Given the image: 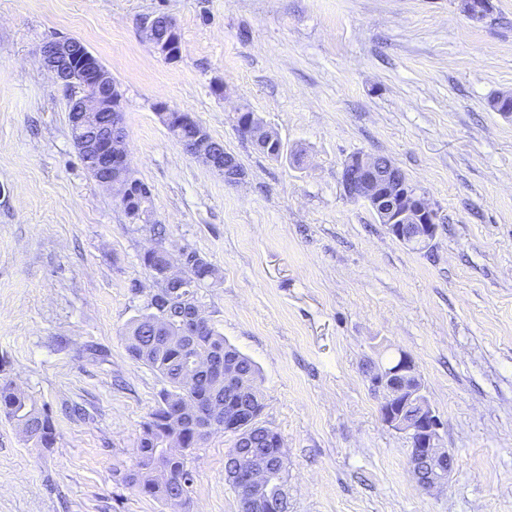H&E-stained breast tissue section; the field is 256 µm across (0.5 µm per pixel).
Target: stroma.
Here are the masks:
<instances>
[{"label":"stroma","mask_w":512,"mask_h":512,"mask_svg":"<svg viewBox=\"0 0 512 512\" xmlns=\"http://www.w3.org/2000/svg\"><path fill=\"white\" fill-rule=\"evenodd\" d=\"M491 3L476 21L458 0H0V366L55 425L54 446L33 448L0 416V512H172L119 479L165 386L122 339L156 239L78 157L40 58L59 36L118 82L167 243L221 271L198 301L261 371L288 512H512V117L491 106L512 92V0ZM158 12L179 28L172 63L139 31ZM159 102L191 113L245 178L187 155ZM241 108L278 133L281 158L239 136ZM356 152L390 158L435 203L430 250L344 195ZM402 353L454 459L439 490L417 483L367 374ZM232 444L218 432L189 457L181 512H239Z\"/></svg>","instance_id":"stroma-1"}]
</instances>
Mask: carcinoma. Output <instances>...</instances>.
I'll return each instance as SVG.
<instances>
[{"label":"carcinoma","instance_id":"carcinoma-1","mask_svg":"<svg viewBox=\"0 0 512 512\" xmlns=\"http://www.w3.org/2000/svg\"><path fill=\"white\" fill-rule=\"evenodd\" d=\"M142 261L152 287L169 295L170 306L159 315L152 309L151 302H146L143 312L127 325L123 340L132 359L154 369L167 383V388L161 391L158 405L142 424L135 461L131 469L122 473L121 481L144 496L165 502L172 495L188 496L192 475L187 469V459L205 441L193 421L181 417L182 402L189 400L207 407L214 398H223L212 378L191 383L180 379L187 351L184 343L174 337H191L194 355L224 356L225 370L233 373L234 385L241 384L249 390L250 395L243 399L231 398L219 416L237 413L238 405L246 400L249 417L256 419L262 413L263 403L257 365L227 343L211 321L194 324L182 316L183 306L197 300L199 288L221 280L220 270L194 252L181 267L179 288L174 289L162 278L164 268L158 258L145 256ZM0 413L17 428H30L26 441L32 447H53L55 429L46 405L16 387L6 375L0 377ZM273 439L275 436L255 426L250 451L275 460L280 448L273 444Z\"/></svg>","mask_w":512,"mask_h":512}]
</instances>
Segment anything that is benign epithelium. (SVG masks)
I'll list each match as a JSON object with an SVG mask.
<instances>
[{
    "instance_id": "obj_1",
    "label": "benign epithelium",
    "mask_w": 512,
    "mask_h": 512,
    "mask_svg": "<svg viewBox=\"0 0 512 512\" xmlns=\"http://www.w3.org/2000/svg\"><path fill=\"white\" fill-rule=\"evenodd\" d=\"M155 17L148 16L140 21L142 38L153 52L166 62L176 61L181 54V40L176 21L166 18V28L159 34L154 30ZM44 66L68 89L69 122L72 137L83 139L87 128L94 121L112 124V130L124 132L123 103L115 94L116 81L107 67L91 55L85 53L81 44L59 38L46 42L41 49ZM156 111L168 123L192 122L194 118L178 109L160 102ZM246 139L271 149L273 156L283 154L282 142L278 134L263 119L254 115L246 130ZM214 140L203 126H198L196 145L190 155L200 159L219 174H224L225 166L238 164L237 159L225 152L223 158L213 156ZM84 164L98 183L115 190L118 203L127 204L133 198L134 188L139 182L130 177L131 161L129 153H112V142L95 141L87 146ZM399 166L393 161H383L379 156L357 153L348 156L342 166L341 184L346 196L364 202L384 224L387 232L398 242L416 250L430 247L437 232L439 215L425 194L410 182L399 177ZM129 217L134 224L150 222V203L142 197L129 209ZM189 369L196 372L214 373L223 380L222 365L219 359H192ZM417 375L411 358L401 356L399 364H391L377 372L374 386L381 395L380 414L383 422L392 430L407 436L410 446L409 463L416 477L427 474L422 487L428 491L440 489L448 482L453 467V456L440 444V419L431 403L421 404V409L413 421L402 419L404 402L399 397L406 391L404 380ZM218 410L196 403L183 405L182 412L201 419L200 431H226L234 435L240 455L248 452L242 447L249 437L252 420L235 418L229 426L215 422L210 412ZM231 485L238 494L240 512L251 509L263 502L266 512H281V499L286 496L283 488L288 483V467L285 456L273 465L257 463L245 468H236L230 473ZM276 485L282 491L276 496L266 493V489Z\"/></svg>"
}]
</instances>
